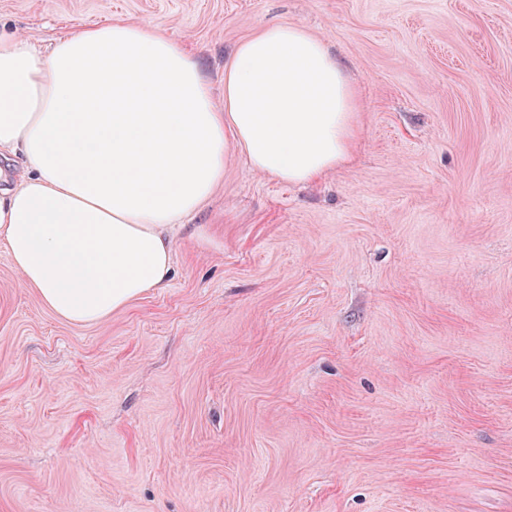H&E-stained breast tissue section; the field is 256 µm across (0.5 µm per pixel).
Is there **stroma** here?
Masks as SVG:
<instances>
[{
    "instance_id": "stroma-1",
    "label": "stroma",
    "mask_w": 512,
    "mask_h": 512,
    "mask_svg": "<svg viewBox=\"0 0 512 512\" xmlns=\"http://www.w3.org/2000/svg\"><path fill=\"white\" fill-rule=\"evenodd\" d=\"M111 20L219 102L303 27L359 133L306 185L231 153L169 283L94 324L0 241V512H512V0H0L41 47Z\"/></svg>"
}]
</instances>
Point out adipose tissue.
<instances>
[{
  "label": "adipose tissue",
  "mask_w": 512,
  "mask_h": 512,
  "mask_svg": "<svg viewBox=\"0 0 512 512\" xmlns=\"http://www.w3.org/2000/svg\"><path fill=\"white\" fill-rule=\"evenodd\" d=\"M355 105L299 26L239 44L220 105L193 55L148 24L85 26L43 52L0 34V240L56 315L99 322L167 285L171 231L231 152L311 182L350 161Z\"/></svg>",
  "instance_id": "adipose-tissue-1"
}]
</instances>
